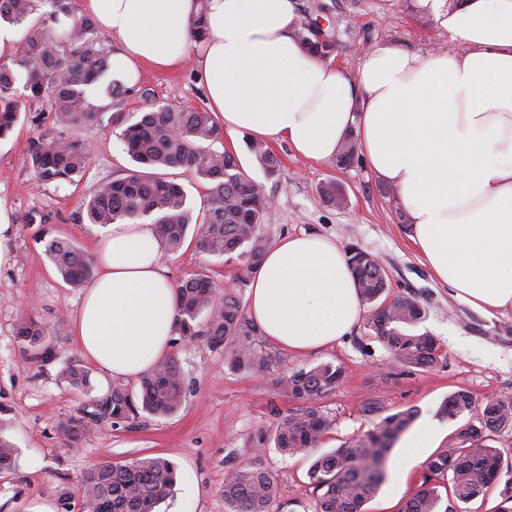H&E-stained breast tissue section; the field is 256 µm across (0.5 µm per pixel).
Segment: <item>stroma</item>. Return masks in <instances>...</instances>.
Instances as JSON below:
<instances>
[{
  "label": "stroma",
  "mask_w": 512,
  "mask_h": 512,
  "mask_svg": "<svg viewBox=\"0 0 512 512\" xmlns=\"http://www.w3.org/2000/svg\"><path fill=\"white\" fill-rule=\"evenodd\" d=\"M296 3L301 11L317 3L325 6V17L336 33L333 58L353 79L364 55L380 44L423 53L459 47L433 18L414 10V0ZM150 100L204 108L205 92L194 61L176 71L143 69L120 110L80 130L89 160L77 183L43 186L30 172L29 141L48 128V120L23 114L12 135L0 141V205L12 215L7 233L12 258L0 265V423L18 450L16 466L0 470V512H29L34 502L54 498L59 490L68 492L74 512H81L80 475L86 468L148 456L168 458L177 466L174 496L159 512H225L224 479L229 470L245 466L266 469L276 478L272 512H313L317 493L307 475L309 458L273 449L254 454L251 437L256 429L273 428L298 407L278 393L275 377L320 363L339 364L346 371L344 381L320 402L330 421L320 445L324 452L366 432L379 417L408 407L418 412L416 426L434 429L432 449L437 452L454 442L466 422L462 416H438L444 397L464 389L479 401L492 395L512 398V310L484 315L435 279L412 241L396 190L378 180L363 156L341 167L333 160L303 158L287 143L276 142L269 149L277 159V173L268 180L248 137L225 134L215 149L232 151L246 173L264 181L274 201L262 227L268 243L306 232L331 238L344 249L353 246L374 254L385 272L389 296H408L424 307L426 316L417 330L439 342L437 363L429 368L399 365L361 322L339 343L318 352L279 350L272 375L258 378L230 370L223 350L201 338L175 350L187 391L176 414H144L132 425H106L79 446H66L61 425L76 414L87 395L60 382L58 371L63 361H85L72 341L69 321L84 290L62 279L45 253L41 234L70 239L87 255L95 254L97 235L81 219L83 203L100 185L130 168L121 132ZM330 180L346 195L347 207L324 201L320 189ZM34 212L44 216V224L27 223V215ZM160 264L174 283L204 273L221 285L247 274L238 261L200 254L191 236L177 252L161 254ZM29 313L45 326L56 359H33L17 344L18 323ZM370 405L376 414H365Z\"/></svg>",
  "instance_id": "obj_1"
}]
</instances>
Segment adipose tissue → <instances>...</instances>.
<instances>
[{
    "mask_svg": "<svg viewBox=\"0 0 512 512\" xmlns=\"http://www.w3.org/2000/svg\"><path fill=\"white\" fill-rule=\"evenodd\" d=\"M463 51L366 53L357 79L303 48L295 0H83L114 42L112 77L194 58L213 117L232 134L332 159L356 132L396 189L412 240L459 301L512 309V0H417ZM205 26L196 29L197 16ZM148 224H113L100 274L72 312L79 351L110 376L142 377L175 335L174 286ZM364 310L347 254L322 235L277 240L255 269L247 315L296 354L351 332Z\"/></svg>",
    "mask_w": 512,
    "mask_h": 512,
    "instance_id": "ef3b65f1",
    "label": "adipose tissue"
}]
</instances>
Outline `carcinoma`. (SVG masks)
Segmentation results:
<instances>
[{"mask_svg":"<svg viewBox=\"0 0 512 512\" xmlns=\"http://www.w3.org/2000/svg\"><path fill=\"white\" fill-rule=\"evenodd\" d=\"M38 0H0V17L15 22L28 19ZM55 26L35 22L26 29L21 51L11 64L0 66V139L12 133L21 118L23 103L51 102V124L70 131L66 138L41 134L27 150L28 167L36 182L73 183L87 168L86 147L77 135L86 123L101 119L105 112L89 101V89L112 69V50L94 21L79 13L73 0H50ZM317 5L298 15L296 32L303 47L322 57L336 50L332 26L317 39L312 27L322 17ZM221 129L211 113L199 109H174L149 103L139 118L122 132V141L133 169L100 186L84 206L83 218L91 224L136 223L148 219L156 225L162 246L168 252L183 245L189 228H194L197 250L208 256L241 261L246 269L256 268L268 243L260 231L267 221L270 196L264 183L242 171L236 156L213 149ZM251 152L266 177L277 172V161L263 145ZM194 172L210 184L202 214H194L184 187L166 176V171ZM331 205L346 199L333 181L321 187ZM45 252L62 278L78 286L93 274V262L73 242L57 237L45 240ZM361 301L370 306L367 326L405 367H428L437 361L440 345L427 333L409 329L424 318L420 305L410 297L382 299L387 290L378 259L355 249L350 256ZM220 288L210 276L196 274L175 287L177 297L176 337L186 343L200 336L224 349L228 368L256 377L266 376L279 362L263 336L244 312L240 287ZM17 341L35 359L50 360L54 348L46 332L32 317L20 321ZM60 378L70 386L91 392V371L68 360ZM345 375L344 367L320 363L282 375L276 388L304 407L282 417L274 432L257 430L251 447L269 445L283 455L311 454L329 428L319 401L333 391ZM185 385L176 356L171 355L142 377L139 391L115 382L107 394L90 397L81 417L62 426L72 444L88 432L112 424H133L140 413L169 416L181 408ZM441 417L469 416L458 441L431 456L416 491L399 512H454L440 509L439 488L450 486L458 503L468 504L485 495L498 480L504 462L496 437L512 430V398L487 397L478 402L465 390L448 395L438 408ZM414 411H397L380 419L373 429L316 456L308 476L319 491L314 512H360L384 483L386 461L396 441L412 425ZM17 448L0 428V467L15 465ZM177 482L175 464L162 457H146L126 464L104 463L83 471V503L87 512H155L173 494ZM276 494L272 474L258 467H241L224 479V502L229 512H271Z\"/></svg>","mask_w":512,"mask_h":512,"instance_id":"cac0c4a2","label":"carcinoma"}]
</instances>
